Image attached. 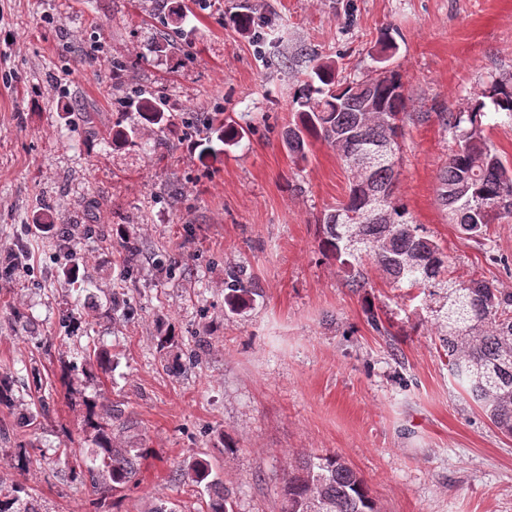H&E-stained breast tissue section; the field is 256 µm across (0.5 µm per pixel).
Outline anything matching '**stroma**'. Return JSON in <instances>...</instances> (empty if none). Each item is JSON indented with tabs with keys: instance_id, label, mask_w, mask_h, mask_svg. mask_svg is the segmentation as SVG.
Instances as JSON below:
<instances>
[{
	"instance_id": "obj_1",
	"label": "stroma",
	"mask_w": 512,
	"mask_h": 512,
	"mask_svg": "<svg viewBox=\"0 0 512 512\" xmlns=\"http://www.w3.org/2000/svg\"><path fill=\"white\" fill-rule=\"evenodd\" d=\"M185 4L177 36L163 24L172 0H0V255L15 263L0 277V377L15 399L0 406V492L25 484L39 512H149L159 498L207 512V494L178 474L204 458L233 512H282L290 466L334 453L380 512H512V437L450 376L429 310L373 266L367 287H347L320 252L317 218L348 191L343 163L325 141L310 140L304 162L283 142L307 54L358 79L390 34L407 95L396 191L454 280L512 292V218L474 238L436 202L452 144L440 115L512 72V0ZM243 4L269 19L281 56L262 59L253 33L229 23ZM100 38L105 59L83 63ZM169 38L185 54L147 52ZM141 93L174 112L222 111L246 134L217 162L202 160L201 133L164 158L113 149L112 126ZM75 103L89 123L65 119ZM128 237L141 247L132 269ZM232 269L258 289L240 313L224 302ZM167 335L177 345L163 354ZM97 347L111 370L82 364ZM36 374L50 412L20 433ZM112 405L129 417L113 437L151 450L116 503L70 480L61 454L89 447V407ZM18 447L23 473L8 463Z\"/></svg>"
}]
</instances>
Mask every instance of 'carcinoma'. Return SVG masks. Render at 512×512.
<instances>
[{
  "mask_svg": "<svg viewBox=\"0 0 512 512\" xmlns=\"http://www.w3.org/2000/svg\"><path fill=\"white\" fill-rule=\"evenodd\" d=\"M406 88L395 69L360 80L341 82L329 63L312 66L293 96L298 121L285 133L288 150L307 160L308 138H321L347 167L346 198L322 213L321 248L347 269L350 288L366 286L363 262L371 261L396 288L418 290L423 298H440L433 310L441 347L448 355L454 381L479 405L491 423L512 436V292L485 279L457 284L448 276V256L440 244L413 222L395 192L399 157L381 154L368 166L360 155L381 144L400 150L406 115ZM512 117V76L492 80L484 98L469 110L440 113L452 133L454 148L438 177L437 202L450 211L461 231L478 236L498 219L512 217V167L506 165L485 135V109ZM154 126L163 137L154 152L170 154L172 140L190 127V118L155 99L141 97L126 105L115 123L112 142L118 147L141 146L140 133ZM243 129L222 122L214 129L228 145ZM224 301L232 312L245 309L256 295L254 283L242 272L227 273ZM118 405L87 424L94 430L92 448L65 454L69 474L89 480L103 495L115 494L136 482L139 462L150 449L137 440L125 447L112 442L110 421H120ZM185 476L204 488L208 512H232L231 491L214 464L197 460ZM283 512H378L363 478L336 454H313L288 471L283 486ZM0 512H39L27 488L19 483L0 499Z\"/></svg>",
  "mask_w": 512,
  "mask_h": 512,
  "instance_id": "carcinoma-1",
  "label": "carcinoma"
}]
</instances>
